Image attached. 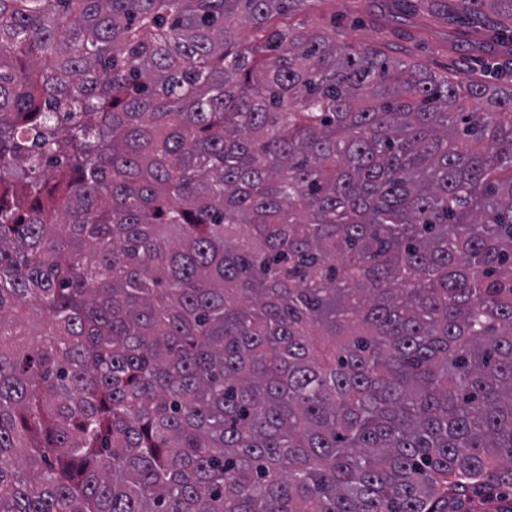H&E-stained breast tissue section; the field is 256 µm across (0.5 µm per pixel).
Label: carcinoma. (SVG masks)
<instances>
[{
    "mask_svg": "<svg viewBox=\"0 0 512 512\" xmlns=\"http://www.w3.org/2000/svg\"><path fill=\"white\" fill-rule=\"evenodd\" d=\"M316 2L0 0V512H512V84ZM353 0H328L321 6L315 5L314 8L306 14H302L297 19L307 20L311 22L320 12L325 13L327 17H336V24L346 23V18L350 16ZM319 9V10H317Z\"/></svg>",
    "mask_w": 512,
    "mask_h": 512,
    "instance_id": "obj_1",
    "label": "carcinoma"
}]
</instances>
